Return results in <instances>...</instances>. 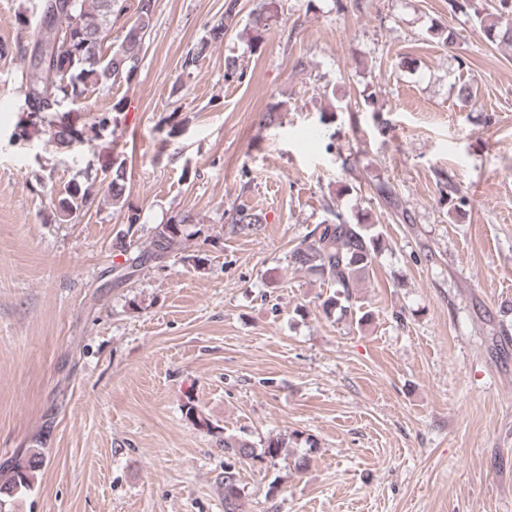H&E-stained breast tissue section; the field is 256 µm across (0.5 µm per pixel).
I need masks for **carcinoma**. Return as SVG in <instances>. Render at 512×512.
Returning a JSON list of instances; mask_svg holds the SVG:
<instances>
[{"instance_id":"1","label":"carcinoma","mask_w":512,"mask_h":512,"mask_svg":"<svg viewBox=\"0 0 512 512\" xmlns=\"http://www.w3.org/2000/svg\"><path fill=\"white\" fill-rule=\"evenodd\" d=\"M237 2L227 0L224 19L209 29L207 40L189 62H195L209 44L224 41L228 24L237 15ZM124 3L125 0H42L40 10L52 9L49 25H43L41 19L35 22L27 15L18 17L19 24L32 28L36 42L42 44L54 40L57 24L68 10H74L86 22V27L69 45L65 69L57 77L50 78L48 72L37 74L29 66L21 73L20 91L26 110L40 121L47 122L51 141L59 150L69 151L85 140L86 131L66 121V114L72 112L71 105L79 96L97 86L130 84L137 78L142 45L153 21L155 0H137L134 19L125 27L117 43L105 53L102 45L112 16L127 10ZM273 12L274 6L271 5L251 14L242 33L248 36L252 45L257 46L261 42ZM474 17L486 41L512 46V0H498L496 14L492 18L482 15L477 9ZM452 92L464 106L475 102L473 87L466 81L455 84ZM123 110L122 102H116L112 111L99 114L91 129L98 135L107 126L117 124ZM126 180L125 162L116 158L112 161L109 181L100 180L88 172L84 183H69L64 191L57 193L56 215L63 221L79 217L90 209L95 192L101 191L112 201L116 211L124 213L127 224L126 231L112 242V248L125 256L128 267L135 271L149 263L160 267L193 236L189 231L193 216L187 211L175 213L166 223L155 226L146 247L136 245L134 235L139 214L128 202ZM335 217L334 223L316 225L292 251V260L297 267L315 274L330 289L322 303V309L328 316L337 311L344 315L357 307L354 290L382 250V233L377 230V225L354 224L339 212ZM262 224V213L239 206L229 214L224 232L230 236L247 235L258 232ZM183 410L194 424L212 429L210 420L192 401L185 402ZM287 445L288 440L281 436L269 437L259 447L243 436H224V450L233 458L224 466V512H245L239 467L252 466L258 460H273ZM42 464V452L33 449L29 455L12 461L5 473H0V507L33 486Z\"/></svg>"}]
</instances>
